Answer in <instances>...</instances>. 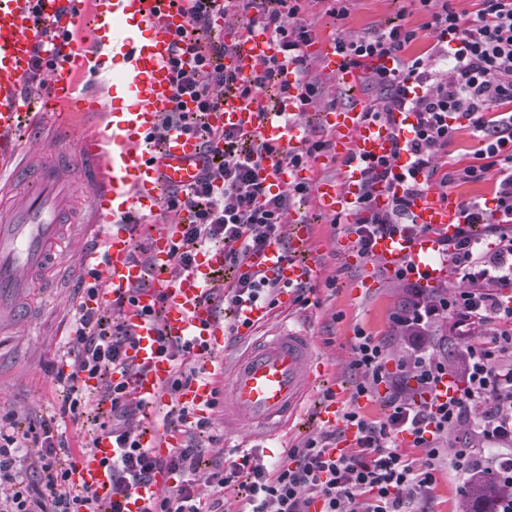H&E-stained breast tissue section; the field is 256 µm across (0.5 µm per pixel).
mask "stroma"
I'll use <instances>...</instances> for the list:
<instances>
[{"mask_svg": "<svg viewBox=\"0 0 512 512\" xmlns=\"http://www.w3.org/2000/svg\"><path fill=\"white\" fill-rule=\"evenodd\" d=\"M399 20L409 27L420 28L421 43L432 42V33L421 28L426 17L418 10L415 0H351L349 13L343 18L333 14L330 0H303L295 18L297 24L314 30L320 41L346 32L366 35ZM310 61L319 105L301 113L297 121L303 125L306 139L328 142L332 134L320 122V113L348 105L353 98L363 104L371 103L380 99L382 93L375 87L363 86L357 95H350L337 86L334 76L325 72L318 52H311ZM291 214L310 224L311 256L325 270L324 277L312 284L309 305L294 302L285 308L275 307L267 325L255 329L253 336L226 335L222 353H200L192 364L198 369L218 364L232 366L254 337L266 335L287 318L314 336L317 353L328 367L324 383L311 394V405L322 403L324 393L329 390L336 393L339 404L345 405L355 381L351 364L356 332L387 343L391 359L404 356L405 344L395 337L393 318L406 298V285L378 261L349 263L337 246L339 240L349 237L348 224L336 223L332 216L321 213L313 197L295 199ZM80 276V270L64 268L57 277L56 288L45 294L39 291L32 318L0 325V416L11 417L22 430L47 422L55 429L67 430L88 441L97 432L99 419L93 413L77 420L61 416L60 406L67 391L54 382L52 374L53 367L62 361L63 346L81 299ZM210 420V428L195 435L201 448L196 474L198 491L205 498L212 492L209 477L216 471L218 462L235 458L222 442L223 409H215ZM463 487V479L457 477L447 461H440L435 484L422 497L413 498L410 508L412 512H457Z\"/></svg>", "mask_w": 512, "mask_h": 512, "instance_id": "stroma-1", "label": "stroma"}]
</instances>
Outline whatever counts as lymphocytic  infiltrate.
<instances>
[{
    "label": "lymphocytic infiltrate",
    "instance_id": "obj_1",
    "mask_svg": "<svg viewBox=\"0 0 512 512\" xmlns=\"http://www.w3.org/2000/svg\"><path fill=\"white\" fill-rule=\"evenodd\" d=\"M299 2L180 0L186 24L175 32L169 60L173 106L155 134L178 130L202 141L200 177L189 188L170 191L164 205L190 214L172 248L178 273L189 272L209 244H223L224 267L233 277L222 291L210 288L203 294L206 303L218 308L239 309L246 303L276 307L284 286L255 268L252 259L270 241L285 240L293 198L307 195L310 187L300 183L291 191H276L261 172L304 165L327 147L315 141L291 150L267 143L256 132L213 128L205 120L207 113L221 109L228 90L250 99L274 86L281 99H295L299 108L315 106L318 89L309 78L311 63L304 51L315 35L294 23ZM417 2L427 17L426 29L436 34L419 55H408L417 33L401 23L336 39L338 53L359 70L361 82L383 92L378 102L364 106V117L389 122L400 114L408 119L390 152L360 167L362 189L352 232L365 257L378 238L423 233V226L409 223L408 209L428 191L437 174L434 161L446 153L455 131L469 127L477 141L474 161L441 175L440 183L478 182L496 171L492 212L498 220L486 224L492 241L482 244L474 226L483 222L485 211L478 202L466 201L465 223L456 225L452 235L436 238L438 254L447 257L449 272L465 281V289L431 298L429 272L410 262L397 266L393 275L408 285L415 302L402 319L408 351L396 370H389L382 343L359 335L353 367L360 381L352 404L340 408L338 424L271 463L254 453L242 454L213 473L214 494L205 504L195 479L200 449L186 442L160 457L141 447L133 424L138 405L124 384L107 379L113 368L126 365L134 334L127 323H111L94 306L103 282L100 272L89 271L86 301L76 310L68 337L70 369L57 372L55 379L69 391L61 412L74 418L87 407L84 392L90 383L103 385L112 415L100 431L116 446L105 462L112 474V498L104 502L89 486L75 488L71 475L78 451L65 433L46 423L20 432L0 417V512H125L134 489L162 470L176 481L147 512H224V488L243 474L251 479L247 512H405L412 493L435 481L440 440L461 432L467 438L454 452V470L464 475L493 468L512 485V297L502 293L512 286V0H473L469 12L457 11L452 0ZM231 12L249 16L280 47L279 55L256 62L246 83L226 70L224 58L235 44L215 27L217 17ZM288 69L297 76L295 85L279 82ZM401 158L406 164L400 168L396 162ZM385 189L392 199L382 208L378 197ZM448 315L465 341V365L458 371L448 370L424 345L430 326ZM476 333L481 339L475 343L471 337ZM157 342L174 368L169 393L198 380L197 371L186 365L192 340L161 333ZM379 392L389 412L384 420L371 421L356 402ZM404 436L425 448L424 465L401 453L398 440ZM30 448L40 451L32 479L22 472Z\"/></svg>",
    "mask_w": 512,
    "mask_h": 512
}]
</instances>
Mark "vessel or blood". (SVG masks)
Wrapping results in <instances>:
<instances>
[{
	"instance_id": "1",
	"label": "vessel or blood",
	"mask_w": 512,
	"mask_h": 512,
	"mask_svg": "<svg viewBox=\"0 0 512 512\" xmlns=\"http://www.w3.org/2000/svg\"><path fill=\"white\" fill-rule=\"evenodd\" d=\"M183 22L173 0H0V171L10 167L20 153L15 129L21 114H28L34 122L50 117L58 124L84 112H100L106 118L105 133L80 136L70 153L32 174L23 203L9 206L0 200V314L8 319L23 317L17 299L29 278L44 266H60L66 256L60 241L64 216L59 188L64 182L62 168H70L75 182L93 188L89 211L95 229L92 246L78 254L74 266L100 272L104 283L100 301L135 293V303L124 309V318L135 333V342L127 350L130 367L113 370L112 379L126 383L146 406L160 403L173 375L172 363L158 350V334L191 338L210 350L224 345L222 316L201 299L213 271L224 263L223 253L204 252L188 274L173 277L169 274L171 248L179 224L190 221L188 213H181L176 224L147 226L151 262L146 266L133 261V239L119 223L125 215L159 209L169 189L190 186L201 173L198 137L173 131L159 146L147 141L162 113L173 105L167 61L173 34ZM91 24L97 30L120 34L130 67L114 83L122 87L130 108L120 112L100 95L74 94L78 74L89 69L99 48L92 42L61 48L49 75L50 96L41 111L29 112L22 87L35 48L46 43L48 31L74 33ZM321 48L337 85L354 90L359 83L358 70L344 65L335 41H324ZM277 53V42L262 27L254 26L225 57L224 64L245 80L258 59ZM265 104L262 96L248 102L229 94L223 110L210 113L208 121L214 127L258 128L261 137L275 145L299 144L298 125L285 124L279 113H268L264 123H257L256 112ZM323 121L334 135L337 156L347 161L343 184L312 182L307 164L269 169L265 176L278 190L312 184L317 208L344 217L352 212L360 194L359 164L390 151L394 128L365 120L356 106L324 113ZM408 221L425 226V233L411 239H380L372 251L373 258L387 268L404 261L421 267L428 264L435 249L431 230L454 229L464 223L465 214L454 201L430 192L412 203ZM309 240L308 225L297 220L290 237L292 260H282L281 246L273 242L257 261L269 275L291 285L315 279L319 269L302 258ZM325 373L313 337L284 326L276 336L250 349L231 369L217 368L215 379L191 384L177 399L201 416L212 412L216 396H223L227 431L255 428L271 440L283 422L292 418L310 385ZM180 440V432L152 426L139 434L141 446L158 455L166 454ZM112 455V441L101 438L96 447L79 456L72 476L75 484L91 486L105 502L112 497V478L101 461ZM170 484L168 473H155L151 481L137 487L127 505L129 512H142Z\"/></svg>"
}]
</instances>
